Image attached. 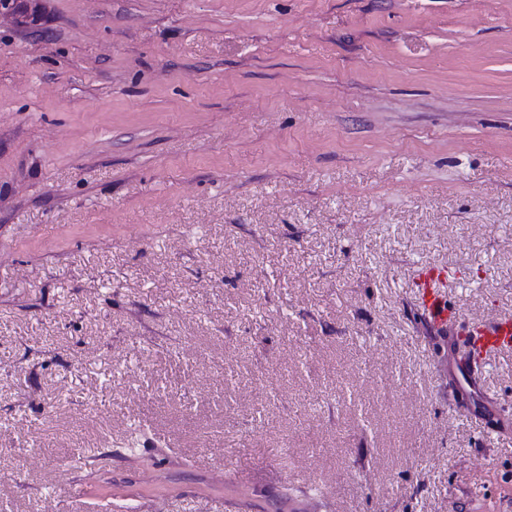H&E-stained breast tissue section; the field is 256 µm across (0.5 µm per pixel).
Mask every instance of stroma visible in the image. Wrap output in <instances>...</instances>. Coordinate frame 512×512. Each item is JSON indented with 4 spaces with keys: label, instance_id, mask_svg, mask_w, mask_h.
Listing matches in <instances>:
<instances>
[{
    "label": "stroma",
    "instance_id": "obj_1",
    "mask_svg": "<svg viewBox=\"0 0 512 512\" xmlns=\"http://www.w3.org/2000/svg\"><path fill=\"white\" fill-rule=\"evenodd\" d=\"M512 0L0 19V512H512ZM445 275V271L436 265L423 267L416 281L419 309L435 330L444 336L448 330L457 332L461 337V347L469 353L487 356L502 349L512 347V316L498 317L495 320L472 329L456 330L459 322H464L463 314L458 313L454 321L448 317V304L435 283Z\"/></svg>",
    "mask_w": 512,
    "mask_h": 512
}]
</instances>
